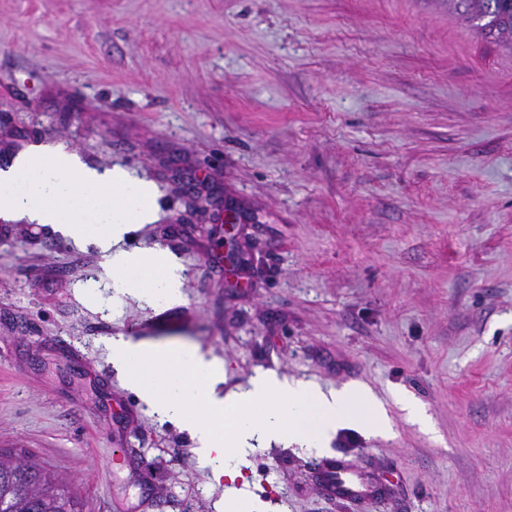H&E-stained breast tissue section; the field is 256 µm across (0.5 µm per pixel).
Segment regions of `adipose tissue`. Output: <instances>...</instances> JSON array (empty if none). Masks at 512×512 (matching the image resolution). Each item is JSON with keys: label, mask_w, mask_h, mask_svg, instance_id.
Wrapping results in <instances>:
<instances>
[{"label": "adipose tissue", "mask_w": 512, "mask_h": 512, "mask_svg": "<svg viewBox=\"0 0 512 512\" xmlns=\"http://www.w3.org/2000/svg\"><path fill=\"white\" fill-rule=\"evenodd\" d=\"M156 197L151 184L126 170L87 166L58 146H33L0 169L1 220L49 224L77 244L93 239L113 272L126 275L127 293L147 302L159 292L177 298L182 279L180 264L163 252L144 258L119 247L131 223L154 221ZM92 222L100 234L90 235ZM105 349L144 402L190 432L200 463L217 482L239 476L238 458L254 439L322 451L342 428L391 429L384 403L359 383L325 391L271 372L222 394L223 364L198 348H156L115 336Z\"/></svg>", "instance_id": "adipose-tissue-1"}]
</instances>
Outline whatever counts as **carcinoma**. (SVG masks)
Here are the masks:
<instances>
[{
	"label": "carcinoma",
	"instance_id": "carcinoma-1",
	"mask_svg": "<svg viewBox=\"0 0 512 512\" xmlns=\"http://www.w3.org/2000/svg\"><path fill=\"white\" fill-rule=\"evenodd\" d=\"M448 9L512 50V0H448ZM0 512H80V497L37 463L0 458Z\"/></svg>",
	"mask_w": 512,
	"mask_h": 512
}]
</instances>
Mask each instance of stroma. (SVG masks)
<instances>
[{
	"instance_id": "35a3bbf8",
	"label": "stroma",
	"mask_w": 512,
	"mask_h": 512,
	"mask_svg": "<svg viewBox=\"0 0 512 512\" xmlns=\"http://www.w3.org/2000/svg\"><path fill=\"white\" fill-rule=\"evenodd\" d=\"M39 143L152 183L121 247L182 286L138 301L94 243L0 220V448L83 512H218L188 431L103 353L122 335L199 346L226 391L273 371L384 402L387 436L254 443L236 486L267 512H512V51L446 0H0V168ZM337 458L379 496L328 495Z\"/></svg>"
}]
</instances>
